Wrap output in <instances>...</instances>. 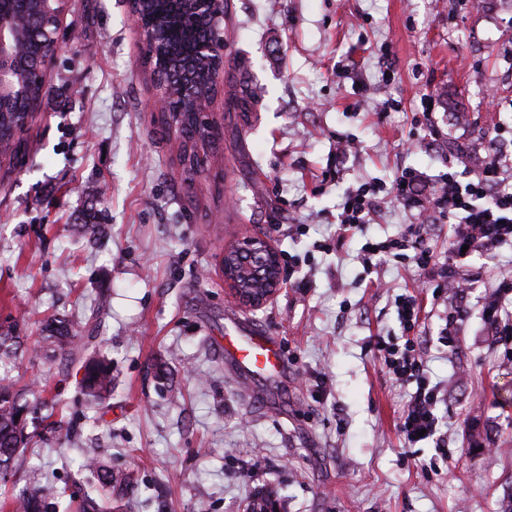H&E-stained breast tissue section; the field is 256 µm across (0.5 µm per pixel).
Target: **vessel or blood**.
I'll use <instances>...</instances> for the list:
<instances>
[{"label": "vessel or blood", "mask_w": 512, "mask_h": 512, "mask_svg": "<svg viewBox=\"0 0 512 512\" xmlns=\"http://www.w3.org/2000/svg\"><path fill=\"white\" fill-rule=\"evenodd\" d=\"M224 355L247 379L258 380L266 374L286 377L288 360L275 336L253 329L239 340L226 342Z\"/></svg>", "instance_id": "1"}]
</instances>
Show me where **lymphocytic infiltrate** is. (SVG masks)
Here are the masks:
<instances>
[{"label": "lymphocytic infiltrate", "mask_w": 512, "mask_h": 512, "mask_svg": "<svg viewBox=\"0 0 512 512\" xmlns=\"http://www.w3.org/2000/svg\"><path fill=\"white\" fill-rule=\"evenodd\" d=\"M459 162L458 156H450L448 173L428 190L423 187L424 174L405 167L391 186L366 182L347 192L346 207L336 217L341 230H363L385 204H398L414 219L395 238L366 241L364 261L407 250L417 268L428 269L434 259L424 242L433 225L442 222L453 228L443 285L461 293L465 285L458 280L457 263L464 254L490 256L512 242V156L493 154L473 170L459 169ZM376 347L384 354L383 366L389 375L416 386L399 426L404 442L414 445L421 438H434L439 389L430 380L422 353L411 345L398 349L382 340Z\"/></svg>", "instance_id": "f902f5d3"}]
</instances>
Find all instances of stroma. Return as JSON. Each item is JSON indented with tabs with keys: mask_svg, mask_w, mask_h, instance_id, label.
I'll list each match as a JSON object with an SVG mask.
<instances>
[{
	"mask_svg": "<svg viewBox=\"0 0 512 512\" xmlns=\"http://www.w3.org/2000/svg\"><path fill=\"white\" fill-rule=\"evenodd\" d=\"M56 38L23 152L0 165V330L20 338L0 378L42 389L59 426L37 429L0 481V512L37 474L71 496L84 448L124 476L120 512H244L262 493L279 512H512V357L482 314L512 275V244L459 263L472 286L449 346L438 269L360 259L408 213L388 206L336 237L352 185L404 167L438 180L463 145L479 166L483 134L512 125V0H224L222 138L199 176L154 120L126 0H69ZM244 90L253 109L234 111ZM426 102L441 141L426 138ZM236 235L281 256L285 285L255 310L224 283ZM408 292L422 300L414 340L441 391V447L405 444L414 387L375 347L405 343L394 299ZM49 314L86 320L80 357L112 363L105 404L86 401L78 365L52 359ZM232 321L288 357L287 378L255 399L224 358Z\"/></svg>",
	"mask_w": 512,
	"mask_h": 512,
	"instance_id": "1",
	"label": "stroma"
}]
</instances>
